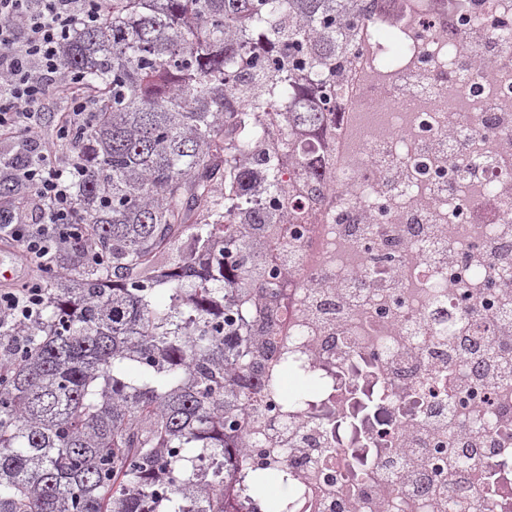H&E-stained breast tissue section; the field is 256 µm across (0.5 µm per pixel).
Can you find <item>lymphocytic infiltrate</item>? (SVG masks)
Masks as SVG:
<instances>
[{"mask_svg":"<svg viewBox=\"0 0 512 512\" xmlns=\"http://www.w3.org/2000/svg\"><path fill=\"white\" fill-rule=\"evenodd\" d=\"M108 0H0V138L17 140L18 154H0V179L17 192L0 198V243L28 272L20 283L0 284V318L37 319L44 303V275L62 273L60 256L73 227L68 222L74 189L87 177L75 156L47 146L51 132L67 135L90 126L93 87L75 92L60 46L78 27L98 21ZM67 97L56 130L44 114L49 95Z\"/></svg>","mask_w":512,"mask_h":512,"instance_id":"lymphocytic-infiltrate-1","label":"lymphocytic infiltrate"}]
</instances>
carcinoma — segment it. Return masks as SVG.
<instances>
[{
	"label": "carcinoma",
	"instance_id": "carcinoma-1",
	"mask_svg": "<svg viewBox=\"0 0 512 512\" xmlns=\"http://www.w3.org/2000/svg\"><path fill=\"white\" fill-rule=\"evenodd\" d=\"M370 9L112 0L64 46V69L99 89L92 126L70 136L90 178L45 316L0 319V512H286L283 496L263 502L266 475L234 464L261 399L265 239L321 195L292 134L331 116ZM262 131L295 155L301 188L281 185L275 157L244 156Z\"/></svg>",
	"mask_w": 512,
	"mask_h": 512
}]
</instances>
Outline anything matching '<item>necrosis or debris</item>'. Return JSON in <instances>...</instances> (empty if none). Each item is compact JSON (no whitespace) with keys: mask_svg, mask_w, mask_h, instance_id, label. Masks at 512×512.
Here are the masks:
<instances>
[{"mask_svg":"<svg viewBox=\"0 0 512 512\" xmlns=\"http://www.w3.org/2000/svg\"><path fill=\"white\" fill-rule=\"evenodd\" d=\"M512 0H380L312 223L274 251L272 357L306 396L237 466L290 512H512Z\"/></svg>","mask_w":512,"mask_h":512,"instance_id":"4bbe7bcc","label":"necrosis or debris"}]
</instances>
